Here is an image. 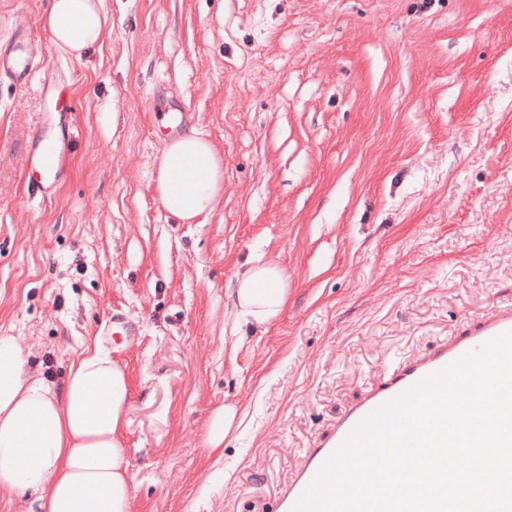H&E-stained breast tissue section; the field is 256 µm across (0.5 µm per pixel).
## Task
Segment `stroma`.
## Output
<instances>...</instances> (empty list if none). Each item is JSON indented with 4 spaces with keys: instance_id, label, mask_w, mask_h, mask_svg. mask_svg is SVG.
I'll return each mask as SVG.
<instances>
[{
    "instance_id": "obj_1",
    "label": "stroma",
    "mask_w": 512,
    "mask_h": 512,
    "mask_svg": "<svg viewBox=\"0 0 512 512\" xmlns=\"http://www.w3.org/2000/svg\"><path fill=\"white\" fill-rule=\"evenodd\" d=\"M51 3L0 0V54L23 13L53 77H0V335L55 383L98 345L124 369L134 512H281L365 390L512 307V0H102L78 60ZM171 106L224 163L193 224L153 181ZM41 121L73 144L32 199ZM256 258L288 304L244 338L229 294ZM235 420V410L232 407L217 409L213 412L207 425L206 444L213 452H222L224 437L231 430Z\"/></svg>"
}]
</instances>
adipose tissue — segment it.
Segmentation results:
<instances>
[{
	"label": "adipose tissue",
	"mask_w": 512,
	"mask_h": 512,
	"mask_svg": "<svg viewBox=\"0 0 512 512\" xmlns=\"http://www.w3.org/2000/svg\"><path fill=\"white\" fill-rule=\"evenodd\" d=\"M100 2L52 0L47 28L60 50L78 57L102 42ZM155 160L159 199L181 223L220 203L222 159L199 131L164 141ZM232 299L244 324L270 325L288 302L283 269L253 262L237 274ZM129 399L127 376L105 348L83 352L55 385L32 372L14 337L0 335V498H26L27 512H131Z\"/></svg>",
	"instance_id": "ef3b65f1"
}]
</instances>
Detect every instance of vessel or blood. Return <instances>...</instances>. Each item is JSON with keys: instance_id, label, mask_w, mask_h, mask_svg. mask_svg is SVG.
<instances>
[{"instance_id": "obj_1", "label": "vessel or blood", "mask_w": 512, "mask_h": 512, "mask_svg": "<svg viewBox=\"0 0 512 512\" xmlns=\"http://www.w3.org/2000/svg\"><path fill=\"white\" fill-rule=\"evenodd\" d=\"M9 38L13 48L9 55L0 57V73L5 74L16 86H30L44 62L42 49L23 22L13 23ZM64 164L65 157L58 140L45 134L39 135L35 151L26 160L28 195H43L45 182L55 178ZM509 331H512V308H497L488 312L468 333L440 345L430 356L398 364L378 386L368 389L362 400L345 412L334 432L313 451L308 463L284 495V512H293L324 463L359 422L426 377Z\"/></svg>"}]
</instances>
